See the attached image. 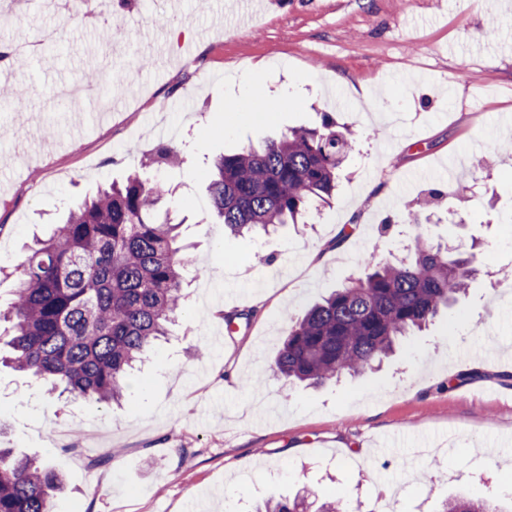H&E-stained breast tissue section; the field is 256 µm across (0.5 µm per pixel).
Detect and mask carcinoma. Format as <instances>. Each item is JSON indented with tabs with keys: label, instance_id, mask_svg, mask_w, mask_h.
Returning a JSON list of instances; mask_svg holds the SVG:
<instances>
[{
	"label": "carcinoma",
	"instance_id": "obj_1",
	"mask_svg": "<svg viewBox=\"0 0 512 512\" xmlns=\"http://www.w3.org/2000/svg\"><path fill=\"white\" fill-rule=\"evenodd\" d=\"M352 151L328 114L315 128H292L259 148L213 162L210 203L237 236L313 220L336 190V170ZM177 159L167 144L94 197L77 202L51 234L35 239L16 268L13 299L0 311L11 324L0 364L77 399L109 405L130 386L134 364L169 334L183 312L187 266L179 224L159 207L151 180ZM360 277L294 319L275 368L312 387L360 376L396 345L450 308L475 276L476 255L417 235L395 263L361 258ZM62 475L35 458L0 448V512H51ZM334 494L305 491L256 512H336ZM441 512H501L478 497L446 500Z\"/></svg>",
	"mask_w": 512,
	"mask_h": 512
}]
</instances>
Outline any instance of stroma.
I'll return each mask as SVG.
<instances>
[{"label": "stroma", "instance_id": "stroma-1", "mask_svg": "<svg viewBox=\"0 0 512 512\" xmlns=\"http://www.w3.org/2000/svg\"><path fill=\"white\" fill-rule=\"evenodd\" d=\"M224 3L104 0L87 16L33 0L0 22V45L56 32L9 72L24 96L0 95V307L23 243L137 168L169 129L181 162L155 179L197 272L121 403L66 400L0 365V446L62 472L53 512H254L306 487L372 512L391 486L396 512H439L458 495L512 512V294L500 288L512 272V0H280L241 26ZM183 40L196 43L187 64ZM91 74L103 85L77 132L56 90ZM326 113L356 140L331 206L309 224L225 237L206 191L214 159ZM347 224L354 238L335 250ZM418 232L477 254L460 320L319 389L274 371L284 314L357 277L362 255L404 257ZM243 310L250 323L227 333L225 314ZM422 448L439 449L436 465Z\"/></svg>", "mask_w": 512, "mask_h": 512}]
</instances>
